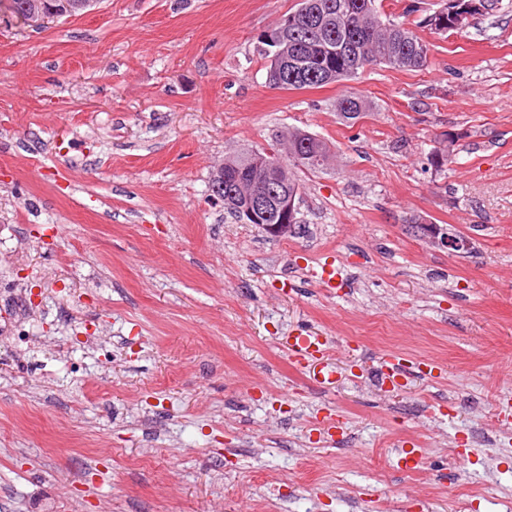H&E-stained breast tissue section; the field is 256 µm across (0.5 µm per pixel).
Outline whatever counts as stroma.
<instances>
[{
  "instance_id": "stroma-1",
  "label": "stroma",
  "mask_w": 512,
  "mask_h": 512,
  "mask_svg": "<svg viewBox=\"0 0 512 512\" xmlns=\"http://www.w3.org/2000/svg\"><path fill=\"white\" fill-rule=\"evenodd\" d=\"M494 3L419 29L425 69L302 90L270 87L257 51L296 0H96L40 26L0 6V278L37 303L15 305L28 346L0 339V512H512V0ZM295 128L334 157L302 178L300 234L271 239L209 185ZM305 331L334 383L290 366ZM387 354L445 376L384 391ZM368 109L367 102L357 94L346 95L336 102L338 116L345 123H354L357 119L365 116ZM415 226L420 228L423 237L431 239L439 246L448 249V251L457 252L468 247V242L464 237L447 233L440 235L433 224L420 221L419 224ZM433 228L435 229L434 231H432ZM290 359L293 364L308 365L310 362H322L321 370L328 367L324 362L330 350V342L326 336L315 332H306L294 338L293 343H288ZM320 370V374H321Z\"/></svg>"
}]
</instances>
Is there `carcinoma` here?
Masks as SVG:
<instances>
[{"mask_svg":"<svg viewBox=\"0 0 512 512\" xmlns=\"http://www.w3.org/2000/svg\"><path fill=\"white\" fill-rule=\"evenodd\" d=\"M378 0H300L288 26V41L259 49L269 84L286 90L320 87L355 78L365 68L386 65L396 70L428 66V44L404 21L383 20ZM312 19L297 16L299 7ZM367 102L357 94L336 102L338 116L352 123L365 115ZM328 143L303 129L288 133L285 153L272 149L288 187L300 188L298 172L318 173L327 168ZM226 175L246 179L253 174L249 152L224 158Z\"/></svg>","mask_w":512,"mask_h":512,"instance_id":"carcinoma-1","label":"carcinoma"}]
</instances>
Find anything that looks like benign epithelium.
<instances>
[{
	"mask_svg": "<svg viewBox=\"0 0 512 512\" xmlns=\"http://www.w3.org/2000/svg\"><path fill=\"white\" fill-rule=\"evenodd\" d=\"M484 11L483 0H450L448 10H439L436 13L435 25L440 28L450 26L457 29L466 27L470 21ZM255 164L262 169L261 179L245 186L240 180H235L226 193V202L232 203L240 198L245 200L243 215L248 222L260 224L270 234L277 238L288 235V228L297 223V192L288 190H276L274 185L280 183L281 171L266 155L257 152L253 155ZM275 214L277 222L265 224L263 219L270 214ZM422 236L431 239L439 246L457 252L468 247L465 238L447 233L438 234L434 225L419 222Z\"/></svg>",
	"mask_w": 512,
	"mask_h": 512,
	"instance_id": "7a95c632",
	"label": "benign epithelium"
}]
</instances>
